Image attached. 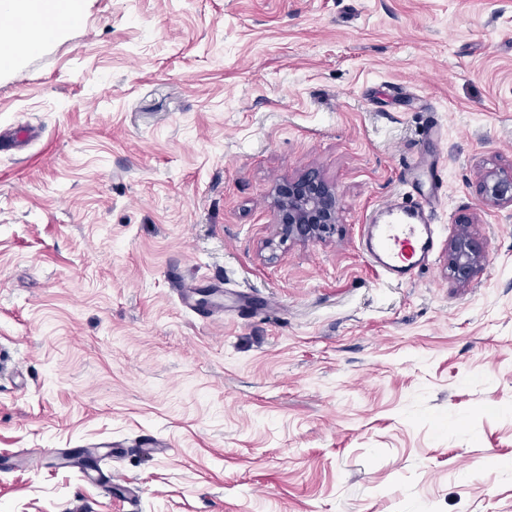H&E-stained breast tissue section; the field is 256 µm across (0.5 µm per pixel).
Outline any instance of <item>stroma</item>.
Returning <instances> with one entry per match:
<instances>
[{"instance_id": "stroma-1", "label": "stroma", "mask_w": 512, "mask_h": 512, "mask_svg": "<svg viewBox=\"0 0 512 512\" xmlns=\"http://www.w3.org/2000/svg\"><path fill=\"white\" fill-rule=\"evenodd\" d=\"M26 125L0 149V512H512V211L477 193L512 166V0H84L0 70V139ZM421 153L437 242L398 283L361 230ZM311 169L336 232L280 241L273 189ZM148 434L164 453L100 462L134 510L19 462ZM469 223L458 224V230L448 242V269L458 284L468 283L485 260L484 242L472 234Z\"/></svg>"}]
</instances>
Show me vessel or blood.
<instances>
[{
  "label": "vessel or blood",
  "mask_w": 512,
  "mask_h": 512,
  "mask_svg": "<svg viewBox=\"0 0 512 512\" xmlns=\"http://www.w3.org/2000/svg\"><path fill=\"white\" fill-rule=\"evenodd\" d=\"M0 20L14 26L22 25L24 30L34 34L45 26L42 11L18 13L5 4L0 6ZM425 178L434 185H441L438 161L408 163L401 174L403 194L384 202L365 227L362 239L364 253L374 266L397 282L411 278L426 266L435 248L434 198L414 204L407 199L419 181Z\"/></svg>",
  "instance_id": "1"
}]
</instances>
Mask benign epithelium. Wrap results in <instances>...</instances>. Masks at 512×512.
<instances>
[{
  "label": "benign epithelium",
  "instance_id": "7a95c632",
  "mask_svg": "<svg viewBox=\"0 0 512 512\" xmlns=\"http://www.w3.org/2000/svg\"><path fill=\"white\" fill-rule=\"evenodd\" d=\"M482 200L500 207H512V168L488 170L478 189ZM276 224L282 235L296 242L323 240L336 230L339 195L336 186L319 172L308 171L279 186L273 193ZM484 242L461 223L448 242V269L459 284L468 283L485 260Z\"/></svg>",
  "mask_w": 512,
  "mask_h": 512
}]
</instances>
